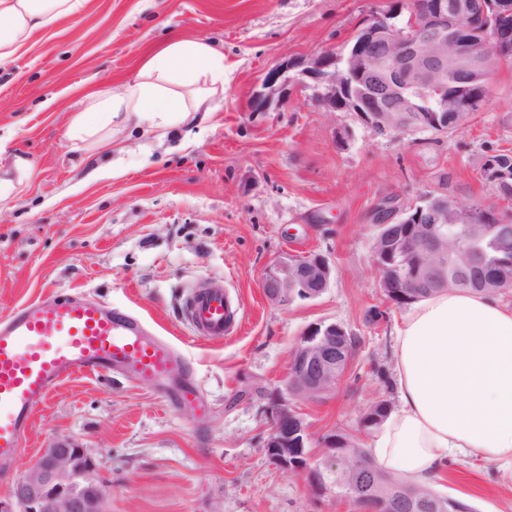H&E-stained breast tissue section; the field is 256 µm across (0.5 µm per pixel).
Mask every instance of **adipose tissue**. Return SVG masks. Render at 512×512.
Here are the masks:
<instances>
[{"instance_id": "obj_1", "label": "adipose tissue", "mask_w": 512, "mask_h": 512, "mask_svg": "<svg viewBox=\"0 0 512 512\" xmlns=\"http://www.w3.org/2000/svg\"><path fill=\"white\" fill-rule=\"evenodd\" d=\"M89 0H0V66L53 22L81 16ZM224 91V54L204 39H174L137 76L88 99L65 135L111 144L130 123L171 128L211 112ZM396 405L369 452L384 471L433 486L449 462L495 464L512 477V301L445 291L414 303L395 327Z\"/></svg>"}]
</instances>
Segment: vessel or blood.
Here are the masks:
<instances>
[{
	"label": "vessel or blood",
	"instance_id": "b4317fda",
	"mask_svg": "<svg viewBox=\"0 0 512 512\" xmlns=\"http://www.w3.org/2000/svg\"><path fill=\"white\" fill-rule=\"evenodd\" d=\"M196 336L220 340L236 309L223 289L201 288L187 299ZM186 362L165 338L151 334L143 320L94 299L70 296L31 302L0 318V466L22 459L23 439L37 407L51 390L75 372L118 369L133 382H174Z\"/></svg>",
	"mask_w": 512,
	"mask_h": 512
}]
</instances>
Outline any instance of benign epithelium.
I'll return each instance as SVG.
<instances>
[{"label": "benign epithelium", "mask_w": 512, "mask_h": 512, "mask_svg": "<svg viewBox=\"0 0 512 512\" xmlns=\"http://www.w3.org/2000/svg\"><path fill=\"white\" fill-rule=\"evenodd\" d=\"M410 29L398 25L401 11L373 16L361 24L352 44L327 49L317 55L286 61L265 76L253 95L254 110L273 101L283 102L288 90L313 82L318 88L315 105L336 111V97L345 93L367 110L359 116L387 132L408 134L418 122L428 130L448 129L446 91L455 71L472 70L490 80L497 65L512 58V32L486 26L466 42L463 51L451 32L465 21L475 22L486 14L484 0H412ZM391 101L386 107L379 100ZM411 215L395 204L380 214L381 231L372 247L378 274L377 286L390 291L392 299L409 300L437 285L458 288L470 283L471 249L458 244L450 227L462 225L470 241H483L490 232L480 211L471 205L448 201L446 193H429ZM421 250L423 266H439L455 247L463 253L460 273L434 281L426 272L409 266L410 249ZM332 275L329 261L320 254L285 258L265 273L263 289L271 301L286 306L296 292L309 299L320 297ZM482 284L489 288H512V264L488 263L482 269ZM352 334L335 322H319L303 333L291 353L283 389L268 397L266 416L269 432L264 451L271 465L307 479L311 490L329 495L339 489L356 502L359 512H411L413 499L400 494L391 503L373 497L370 474L352 480L348 471L355 449L334 432L324 434L319 447L327 457L329 482L313 465L311 435L297 402L314 400L336 389L342 369L352 359ZM0 512H109L104 480L89 453L70 437H60L45 449L11 487L9 498L0 500Z\"/></svg>", "instance_id": "benign-epithelium-1"}]
</instances>
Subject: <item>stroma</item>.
<instances>
[{"mask_svg": "<svg viewBox=\"0 0 512 512\" xmlns=\"http://www.w3.org/2000/svg\"><path fill=\"white\" fill-rule=\"evenodd\" d=\"M391 2L90 0L0 69V177H15L16 155L36 163L0 201V318L60 294L112 303L186 355L198 395L176 404L116 371L75 373L38 408L22 466L68 436L91 451L109 512H356L271 466L267 397L282 388L305 329L329 321L359 343L336 390L301 402L311 436L356 433L370 405L394 400L392 332L407 310L377 286L374 211L431 192L493 201L480 165L489 149H512V68L494 74L476 120L428 145L323 111L311 87L265 112L252 105L270 69L343 46ZM174 37L223 51L213 113L149 133L132 125L97 150L65 138L87 96L132 80ZM312 253L332 266L326 291L269 301L266 270ZM210 286L239 306L233 332L215 341L194 337L185 309L194 289ZM434 489L477 512H512V480L490 463L450 462Z\"/></svg>", "mask_w": 512, "mask_h": 512, "instance_id": "1", "label": "stroma"}]
</instances>
